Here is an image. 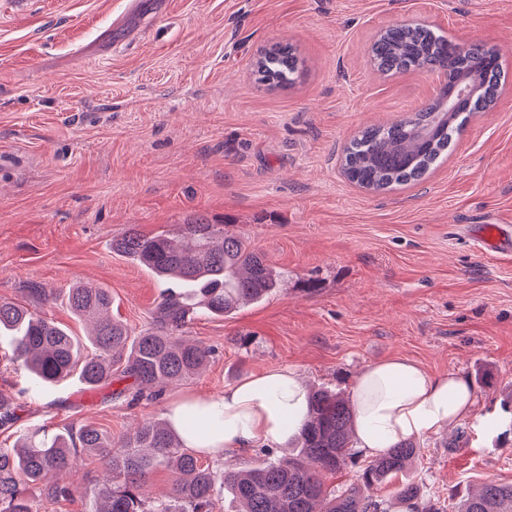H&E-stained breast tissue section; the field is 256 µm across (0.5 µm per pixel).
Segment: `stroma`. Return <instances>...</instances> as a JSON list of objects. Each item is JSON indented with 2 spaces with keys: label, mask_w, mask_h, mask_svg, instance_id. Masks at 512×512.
<instances>
[{
  "label": "stroma",
  "mask_w": 512,
  "mask_h": 512,
  "mask_svg": "<svg viewBox=\"0 0 512 512\" xmlns=\"http://www.w3.org/2000/svg\"><path fill=\"white\" fill-rule=\"evenodd\" d=\"M414 17L495 48L507 79L424 181L370 193L344 175V144L437 89L436 73L386 77L370 63L379 32ZM278 41L305 68L292 84H258L254 59ZM197 215L248 237L287 289L198 316L185 336L214 347L207 367L132 408L75 376L34 387L0 341V393L20 416L0 448L41 425L91 423L118 439L165 418L175 395L215 396L266 369L347 394L367 366L403 356L476 396L457 425L419 437L412 474L457 499L512 483V439L499 438L512 256L478 240L512 216V0H0V298L54 289L43 312L80 335L62 295L106 288L139 334L162 286L112 240Z\"/></svg>",
  "instance_id": "35a3bbf8"
}]
</instances>
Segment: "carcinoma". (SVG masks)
I'll return each instance as SVG.
<instances>
[{"instance_id":"cac0c4a2","label":"carcinoma","mask_w":512,"mask_h":512,"mask_svg":"<svg viewBox=\"0 0 512 512\" xmlns=\"http://www.w3.org/2000/svg\"><path fill=\"white\" fill-rule=\"evenodd\" d=\"M372 60L383 74L443 70L449 84L461 77L476 85L457 110L442 111L436 95L421 110L388 126L372 127L353 137L345 149L348 178L374 192L422 179L464 130L469 118L494 105L504 66L493 47L467 48L449 41L423 23L397 25L382 32L372 46ZM302 68L292 46L262 50L254 63L257 82L290 84ZM112 252L151 271L165 284L154 309V326L132 337L110 314L106 288L79 286L68 291L70 312L90 323L86 340L43 315L40 306L53 291L32 283L30 303L0 300V335L13 344L36 382L54 385L76 372L90 390L123 387L111 397L135 404L161 395L171 383L197 375L212 350L184 338L199 315L224 316L288 289V274L274 267L251 242L195 216L175 231L145 235L132 227L112 239ZM14 400L0 394V427L16 419ZM354 412L341 393L323 387L311 391L309 414L292 443L293 453L258 451L256 464L217 469L199 461L166 421L145 419L120 444L92 424L50 434L34 427L12 448H0V512H41L45 501L67 500L80 492L74 460L85 455L103 465L92 489L89 512H215L226 491L237 512H447L440 495L406 478L392 496L374 489L406 474L421 453L406 441L359 466L351 452ZM358 466L351 483L329 489L324 474ZM171 475L169 494L152 498L147 481L158 468ZM452 512H512V484L486 482L477 492L452 504Z\"/></svg>"}]
</instances>
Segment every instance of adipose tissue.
Returning <instances> with one entry per match:
<instances>
[{
    "instance_id": "ef3b65f1",
    "label": "adipose tissue",
    "mask_w": 512,
    "mask_h": 512,
    "mask_svg": "<svg viewBox=\"0 0 512 512\" xmlns=\"http://www.w3.org/2000/svg\"><path fill=\"white\" fill-rule=\"evenodd\" d=\"M351 400L356 443L369 455L438 432L471 409L474 396L455 373L435 377L415 361L394 357L368 367L357 379ZM308 390L296 370L281 368L226 387L219 395H184L167 412L185 447L215 460L232 452L271 446L304 421Z\"/></svg>"
}]
</instances>
